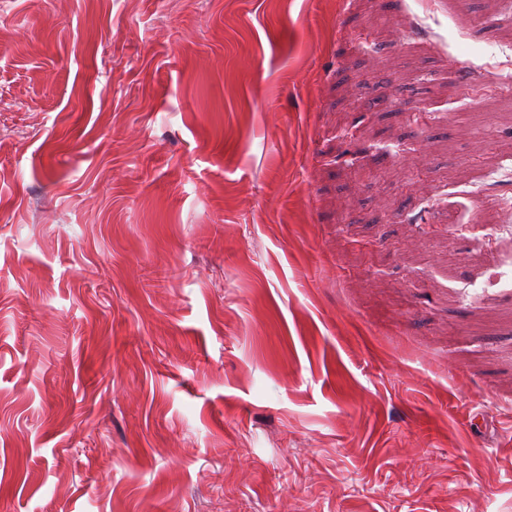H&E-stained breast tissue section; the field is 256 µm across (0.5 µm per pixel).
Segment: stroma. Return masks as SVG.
Instances as JSON below:
<instances>
[{"label": "stroma", "instance_id": "stroma-1", "mask_svg": "<svg viewBox=\"0 0 512 512\" xmlns=\"http://www.w3.org/2000/svg\"><path fill=\"white\" fill-rule=\"evenodd\" d=\"M499 0H0V512H512Z\"/></svg>", "mask_w": 512, "mask_h": 512}]
</instances>
